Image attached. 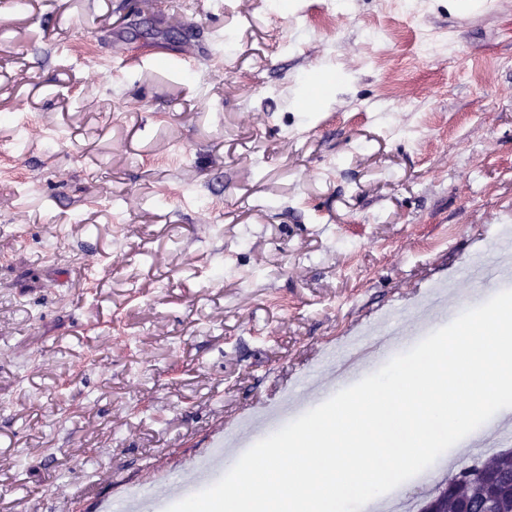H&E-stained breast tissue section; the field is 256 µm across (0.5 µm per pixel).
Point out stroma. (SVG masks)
<instances>
[{
    "mask_svg": "<svg viewBox=\"0 0 512 512\" xmlns=\"http://www.w3.org/2000/svg\"><path fill=\"white\" fill-rule=\"evenodd\" d=\"M174 2L0 0V512H167L350 331L512 289V0ZM504 275H510V266L502 263L500 259L493 254L490 258H487L483 264L481 275L474 278V282L479 284H475L476 288H473V290L485 292L487 290L486 287L496 282L492 280Z\"/></svg>",
    "mask_w": 512,
    "mask_h": 512,
    "instance_id": "1",
    "label": "stroma"
}]
</instances>
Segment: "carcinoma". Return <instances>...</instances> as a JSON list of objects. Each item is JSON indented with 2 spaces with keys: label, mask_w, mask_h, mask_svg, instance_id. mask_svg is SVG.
I'll use <instances>...</instances> for the list:
<instances>
[{
  "label": "carcinoma",
  "mask_w": 512,
  "mask_h": 512,
  "mask_svg": "<svg viewBox=\"0 0 512 512\" xmlns=\"http://www.w3.org/2000/svg\"><path fill=\"white\" fill-rule=\"evenodd\" d=\"M512 483V453L497 455L487 465L463 467L448 483V512H485L488 500L496 501L497 512H512V496L502 488Z\"/></svg>",
  "instance_id": "1"
}]
</instances>
